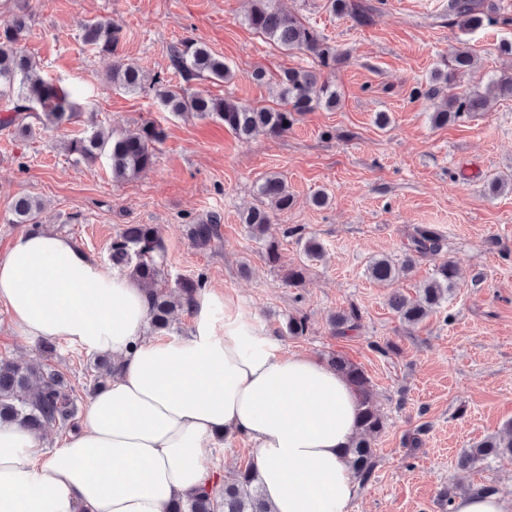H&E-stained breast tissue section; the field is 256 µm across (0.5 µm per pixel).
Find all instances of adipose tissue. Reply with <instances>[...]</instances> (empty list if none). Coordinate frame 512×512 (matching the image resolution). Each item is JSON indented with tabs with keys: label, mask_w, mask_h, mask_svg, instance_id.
<instances>
[{
	"label": "adipose tissue",
	"mask_w": 512,
	"mask_h": 512,
	"mask_svg": "<svg viewBox=\"0 0 512 512\" xmlns=\"http://www.w3.org/2000/svg\"><path fill=\"white\" fill-rule=\"evenodd\" d=\"M0 304L23 336L117 365L54 447L0 423V512H169L206 484L223 436L249 443L269 512H350L361 491L345 455L354 389L318 358L286 352L215 286L196 294L190 336H150L145 288L43 228L0 255Z\"/></svg>",
	"instance_id": "1"
}]
</instances>
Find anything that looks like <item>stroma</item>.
I'll return each instance as SVG.
<instances>
[{
  "label": "stroma",
  "instance_id": "1",
  "mask_svg": "<svg viewBox=\"0 0 512 512\" xmlns=\"http://www.w3.org/2000/svg\"><path fill=\"white\" fill-rule=\"evenodd\" d=\"M369 2L372 22L359 27L333 14L327 0H280L347 52L346 61L322 73L340 102L305 113L285 134L246 141L218 121L173 115L154 95L125 93L108 73L121 58L182 84L167 48L192 39L234 72L231 82L195 80L192 88L277 107L274 82H255L254 69L311 70L317 63L304 53L286 55L252 31L244 22L249 0H27L26 47L46 76L88 103L98 125L131 128L151 120L165 138L155 166L120 183L105 161L78 162L63 150L81 124H37L26 136L0 128V253L20 230L10 217L22 194L41 200L42 226L71 237L107 269L110 242L123 225H157L168 282L206 273L286 351L321 359L339 353L365 370L386 428L375 442L374 475L351 512H448L440 494L461 484L512 495V461L458 466L465 448L512 420V191L490 190L495 177L512 172V99L432 127L423 93L455 43L448 0ZM92 19L121 28L118 56L81 43L80 25ZM505 39L512 40V24L470 35L476 68L461 88L512 71V57L499 50ZM380 112L391 117L388 129L375 124ZM268 173L282 175L294 196L288 211L275 213L274 226L301 227L324 247L322 259L309 261L296 237L282 238L284 262L307 265L298 288L267 264L240 222L257 180ZM318 191L328 194L327 206L312 204ZM213 211L224 216L221 235L197 248L188 224ZM419 226L442 235L440 257L420 259L394 287L371 280L369 261L402 260ZM442 258L458 266L451 298L422 324L403 323L387 304L390 289L414 295ZM352 305L361 313L356 329L334 334L329 314ZM294 312L309 319V333L299 339L278 333ZM383 345L388 353H380Z\"/></svg>",
  "mask_w": 512,
  "mask_h": 512
}]
</instances>
